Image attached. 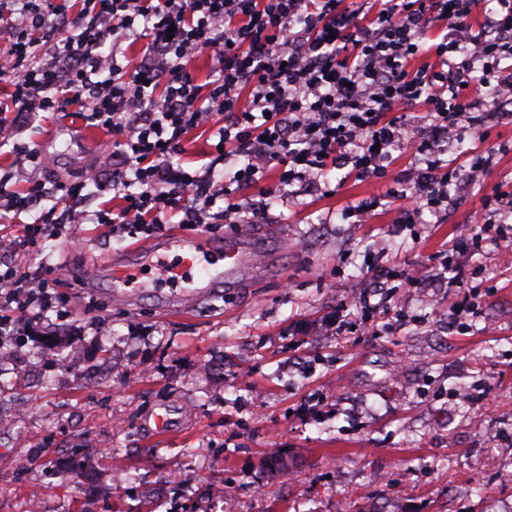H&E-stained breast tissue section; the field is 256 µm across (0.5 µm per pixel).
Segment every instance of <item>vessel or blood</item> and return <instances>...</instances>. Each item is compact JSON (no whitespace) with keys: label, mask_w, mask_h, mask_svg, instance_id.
I'll return each instance as SVG.
<instances>
[{"label":"vessel or blood","mask_w":512,"mask_h":512,"mask_svg":"<svg viewBox=\"0 0 512 512\" xmlns=\"http://www.w3.org/2000/svg\"><path fill=\"white\" fill-rule=\"evenodd\" d=\"M205 238H156L147 245L134 251L133 260H122L112 267L114 295L117 299L128 300L135 296L140 285L142 270L154 267V258L158 251H177L178 263L173 267L175 277H183L195 266L196 258L201 249L206 248ZM263 261L255 250L245 243L244 235L226 238L224 241V266L220 269L205 270L185 294L179 295L178 300L182 309H190L196 301L208 296L212 288L217 286L233 287L240 271L250 269L260 271Z\"/></svg>","instance_id":"vessel-or-blood-1"}]
</instances>
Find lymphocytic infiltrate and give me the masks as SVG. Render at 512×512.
I'll list each match as a JSON object with an SVG mask.
<instances>
[{
    "label": "lymphocytic infiltrate",
    "instance_id": "f902f5d3",
    "mask_svg": "<svg viewBox=\"0 0 512 512\" xmlns=\"http://www.w3.org/2000/svg\"><path fill=\"white\" fill-rule=\"evenodd\" d=\"M496 2L483 10L480 0H380L371 11L365 0H83L67 14L58 0H0L9 34L0 115L78 108L103 133L107 158L80 180L31 177L20 192L0 175V212L55 200L22 233L0 235V340L41 335L52 320L84 335L47 274L22 277L16 267L38 238L69 224L146 235L172 222L258 224L275 194H329L326 176L340 169L389 183L399 224L447 209L488 164L449 166V143L484 126L489 100L512 101V0ZM206 48L217 49L219 68L201 82L190 65ZM218 115L217 149L187 170L188 134ZM396 151L414 158L411 177L393 174ZM89 184L101 199L93 212Z\"/></svg>",
    "mask_w": 512,
    "mask_h": 512
}]
</instances>
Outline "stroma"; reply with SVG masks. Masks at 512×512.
I'll list each match as a JSON object with an SVG mask.
<instances>
[{
	"label": "stroma",
	"mask_w": 512,
	"mask_h": 512,
	"mask_svg": "<svg viewBox=\"0 0 512 512\" xmlns=\"http://www.w3.org/2000/svg\"><path fill=\"white\" fill-rule=\"evenodd\" d=\"M74 112H42L0 130V166L22 141L41 178L75 180L104 158ZM486 140L466 132L453 166L490 152L480 179L443 217L395 223L386 183L335 170L334 193L273 204L252 225L268 273L213 289L190 312L165 311L176 286L159 274L134 302L114 298L111 269L134 239L108 224H75L19 257L20 273L53 266L73 319L102 332L0 347V512H512V242L485 238L462 257L478 286L474 314L455 292L395 293L364 333L355 304L376 262L396 271L431 263L475 228L485 199L512 184V120ZM381 203L368 224L342 213ZM75 265L95 267L90 288ZM347 305L352 329L320 323ZM174 431L150 433L154 414Z\"/></svg>",
	"instance_id": "35a3bbf8"
}]
</instances>
